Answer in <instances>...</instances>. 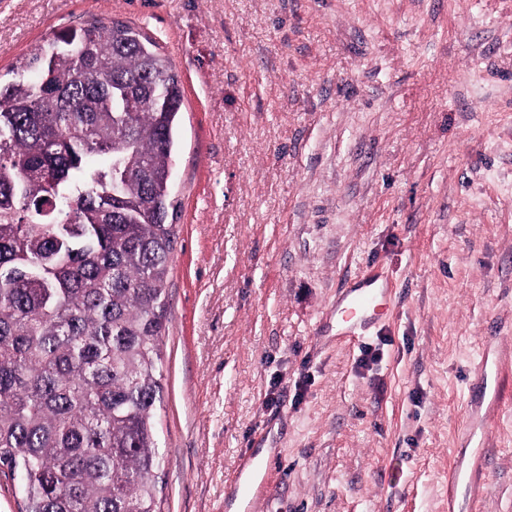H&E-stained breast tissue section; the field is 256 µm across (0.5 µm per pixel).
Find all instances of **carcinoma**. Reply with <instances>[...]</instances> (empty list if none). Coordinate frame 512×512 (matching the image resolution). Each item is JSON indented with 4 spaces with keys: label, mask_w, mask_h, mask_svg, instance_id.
Masks as SVG:
<instances>
[{
    "label": "carcinoma",
    "mask_w": 512,
    "mask_h": 512,
    "mask_svg": "<svg viewBox=\"0 0 512 512\" xmlns=\"http://www.w3.org/2000/svg\"><path fill=\"white\" fill-rule=\"evenodd\" d=\"M0 82V472L19 512H161L173 165L184 91L114 20Z\"/></svg>",
    "instance_id": "obj_1"
}]
</instances>
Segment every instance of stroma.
<instances>
[{
	"mask_svg": "<svg viewBox=\"0 0 512 512\" xmlns=\"http://www.w3.org/2000/svg\"><path fill=\"white\" fill-rule=\"evenodd\" d=\"M94 20L185 91L162 512H512V0H0V79ZM372 262L353 349L336 298ZM267 465L265 462L261 460H254L252 462V473L254 479H260V489L257 491L254 490L252 480L246 481L244 483L239 482V491L242 496L247 498H257L259 494H263L268 489V481H267Z\"/></svg>",
	"mask_w": 512,
	"mask_h": 512,
	"instance_id": "stroma-1",
	"label": "stroma"
}]
</instances>
